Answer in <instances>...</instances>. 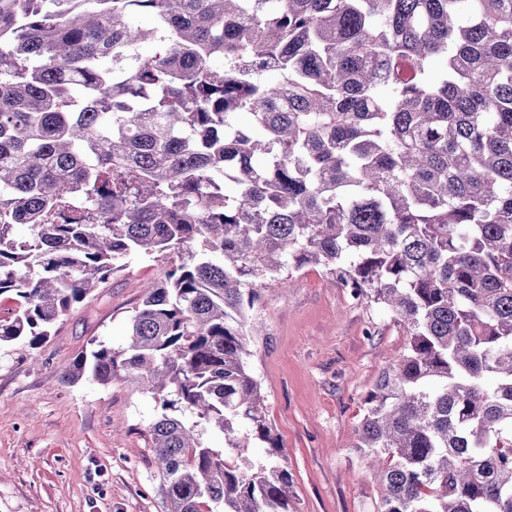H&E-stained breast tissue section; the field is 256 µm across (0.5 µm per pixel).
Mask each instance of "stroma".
Wrapping results in <instances>:
<instances>
[{
  "label": "stroma",
  "instance_id": "obj_1",
  "mask_svg": "<svg viewBox=\"0 0 512 512\" xmlns=\"http://www.w3.org/2000/svg\"><path fill=\"white\" fill-rule=\"evenodd\" d=\"M157 262L137 257L58 322L48 344L0 347V512H172L150 448L154 400L123 380L66 383L92 341L120 347ZM250 343L290 475L291 512H375L356 448L363 397L409 338L318 269L262 289Z\"/></svg>",
  "mask_w": 512,
  "mask_h": 512
}]
</instances>
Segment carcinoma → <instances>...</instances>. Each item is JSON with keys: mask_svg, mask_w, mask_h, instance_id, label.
I'll return each instance as SVG.
<instances>
[{"mask_svg": "<svg viewBox=\"0 0 512 512\" xmlns=\"http://www.w3.org/2000/svg\"><path fill=\"white\" fill-rule=\"evenodd\" d=\"M133 255L126 344L65 378L152 396L173 512H290L249 343L308 266L411 336L356 430L377 512H512V0H0V344Z\"/></svg>", "mask_w": 512, "mask_h": 512, "instance_id": "1", "label": "carcinoma"}]
</instances>
